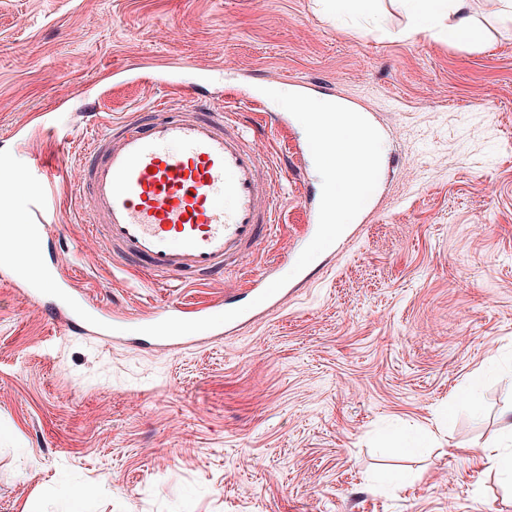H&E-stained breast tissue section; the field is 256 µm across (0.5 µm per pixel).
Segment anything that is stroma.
<instances>
[{
  "instance_id": "1",
  "label": "stroma",
  "mask_w": 512,
  "mask_h": 512,
  "mask_svg": "<svg viewBox=\"0 0 512 512\" xmlns=\"http://www.w3.org/2000/svg\"><path fill=\"white\" fill-rule=\"evenodd\" d=\"M472 35L412 33L403 0H0V150L56 168L40 239L57 276L125 328L172 301L247 304L309 244L305 131L254 135L285 169L274 235L224 277L155 288L91 238L71 197L104 127L157 102L232 100L245 131L331 97L383 139L367 207L285 304L232 338L165 350L65 330L0 267V512H512L488 460L512 402V21L472 0ZM476 392L479 414L462 398ZM447 424L438 425L443 409ZM415 428L425 447H386Z\"/></svg>"
}]
</instances>
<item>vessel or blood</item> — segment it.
<instances>
[{
	"label": "vessel or blood",
	"mask_w": 512,
	"mask_h": 512,
	"mask_svg": "<svg viewBox=\"0 0 512 512\" xmlns=\"http://www.w3.org/2000/svg\"><path fill=\"white\" fill-rule=\"evenodd\" d=\"M278 175L223 106L178 112L160 104L106 127L87 145L77 208L127 270L153 283L187 286L222 276L229 261L269 238L282 204L266 186ZM274 279L259 273L250 297L260 298ZM287 296L283 288L260 298V311ZM234 307L230 299L210 306L181 302L151 320L201 319Z\"/></svg>",
	"instance_id": "vessel-or-blood-1"
}]
</instances>
